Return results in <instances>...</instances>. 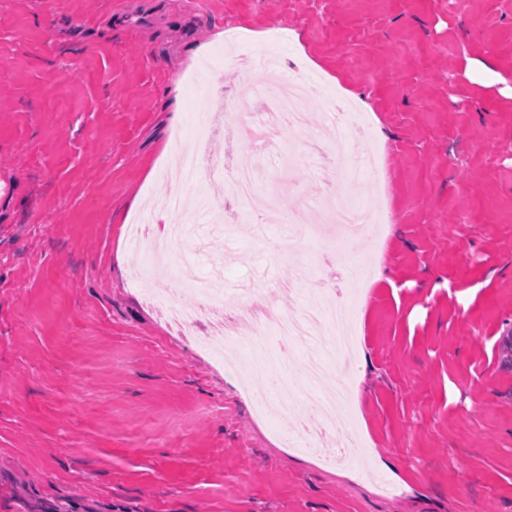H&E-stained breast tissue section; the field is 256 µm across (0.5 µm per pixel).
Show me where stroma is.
<instances>
[{
  "mask_svg": "<svg viewBox=\"0 0 512 512\" xmlns=\"http://www.w3.org/2000/svg\"><path fill=\"white\" fill-rule=\"evenodd\" d=\"M267 46L357 106L387 156L344 193L383 222L294 261V314L340 293L361 352L362 452L339 467L287 447L237 367L163 323L167 278L131 284L129 225L175 179V141L239 167L217 127L245 73L225 40ZM512 0H0V512H512ZM177 103L178 124L165 106ZM200 177L171 221L224 202ZM236 204L204 259L268 288L288 228ZM473 81L482 86H491L495 84H503L499 89L501 95L512 99V86L509 85L500 75L491 71L485 65H477L473 67Z\"/></svg>",
  "mask_w": 512,
  "mask_h": 512,
  "instance_id": "stroma-1",
  "label": "stroma"
}]
</instances>
